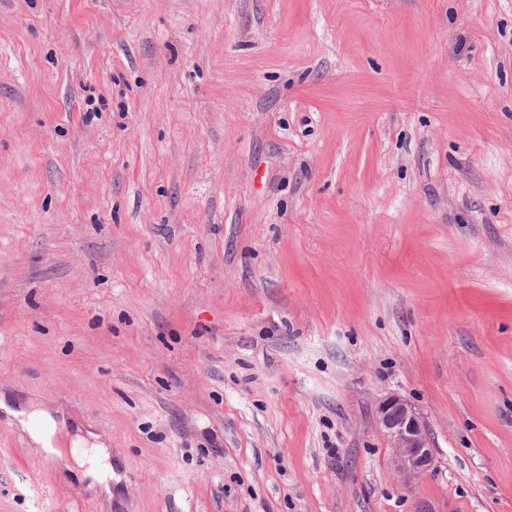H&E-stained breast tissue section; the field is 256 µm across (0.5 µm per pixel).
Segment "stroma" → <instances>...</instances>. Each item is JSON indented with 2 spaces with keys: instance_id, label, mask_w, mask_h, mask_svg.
Listing matches in <instances>:
<instances>
[{
  "instance_id": "obj_1",
  "label": "stroma",
  "mask_w": 512,
  "mask_h": 512,
  "mask_svg": "<svg viewBox=\"0 0 512 512\" xmlns=\"http://www.w3.org/2000/svg\"><path fill=\"white\" fill-rule=\"evenodd\" d=\"M0 391L121 476L0 512H512V0H0ZM378 423L394 448L396 469L406 479L427 473L435 463L430 435L412 406L390 395L377 409Z\"/></svg>"
}]
</instances>
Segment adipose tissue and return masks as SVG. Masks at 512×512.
I'll use <instances>...</instances> for the list:
<instances>
[{
    "label": "adipose tissue",
    "mask_w": 512,
    "mask_h": 512,
    "mask_svg": "<svg viewBox=\"0 0 512 512\" xmlns=\"http://www.w3.org/2000/svg\"><path fill=\"white\" fill-rule=\"evenodd\" d=\"M15 418L31 444L50 456L60 471L78 476L97 496L111 498L119 476L107 439L88 429H69L66 422L56 421L33 400Z\"/></svg>",
    "instance_id": "adipose-tissue-1"
}]
</instances>
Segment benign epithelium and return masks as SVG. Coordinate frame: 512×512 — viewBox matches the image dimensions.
Listing matches in <instances>:
<instances>
[{
    "label": "benign epithelium",
    "mask_w": 512,
    "mask_h": 512,
    "mask_svg": "<svg viewBox=\"0 0 512 512\" xmlns=\"http://www.w3.org/2000/svg\"><path fill=\"white\" fill-rule=\"evenodd\" d=\"M378 423L394 448L396 469L405 478L427 473L435 463L430 435L412 406L399 395H390L377 409Z\"/></svg>",
    "instance_id": "1"
}]
</instances>
